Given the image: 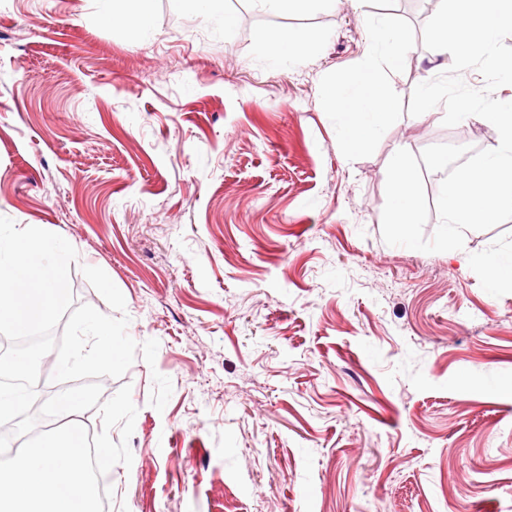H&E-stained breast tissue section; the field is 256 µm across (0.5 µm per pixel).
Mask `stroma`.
Returning <instances> with one entry per match:
<instances>
[{"label": "stroma", "mask_w": 512, "mask_h": 512, "mask_svg": "<svg viewBox=\"0 0 512 512\" xmlns=\"http://www.w3.org/2000/svg\"><path fill=\"white\" fill-rule=\"evenodd\" d=\"M225 7L227 29L154 0L146 36L94 0H0V216L70 240L76 303L111 314L82 273L102 268L159 342L100 380L138 409L111 512H512V287L473 265L512 220L442 253L381 232L393 148L445 130L414 96L438 14ZM375 14L410 33L396 116L347 158L324 90ZM273 29L326 42L276 71Z\"/></svg>", "instance_id": "1"}]
</instances>
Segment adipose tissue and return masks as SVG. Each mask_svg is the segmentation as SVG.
<instances>
[{
    "label": "adipose tissue",
    "mask_w": 512,
    "mask_h": 512,
    "mask_svg": "<svg viewBox=\"0 0 512 512\" xmlns=\"http://www.w3.org/2000/svg\"><path fill=\"white\" fill-rule=\"evenodd\" d=\"M512 31V0H473L469 12L455 13L432 35V57L453 55L469 64L480 48L493 46ZM409 43L407 31L383 14L372 19L369 52L352 72L327 90L336 143L347 156L365 151L393 119L386 77ZM313 42L301 33L273 30L263 40L271 65L281 66L311 51Z\"/></svg>",
    "instance_id": "adipose-tissue-1"
}]
</instances>
